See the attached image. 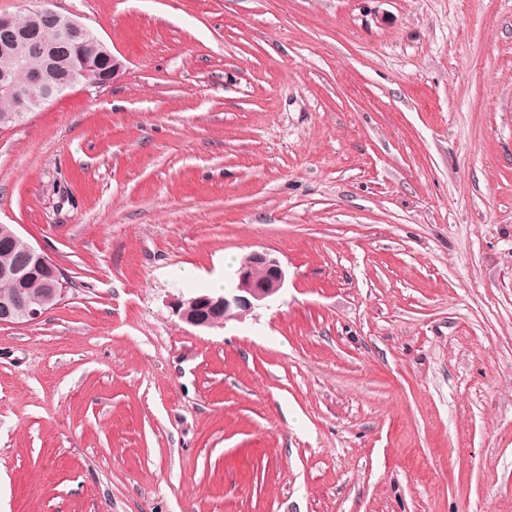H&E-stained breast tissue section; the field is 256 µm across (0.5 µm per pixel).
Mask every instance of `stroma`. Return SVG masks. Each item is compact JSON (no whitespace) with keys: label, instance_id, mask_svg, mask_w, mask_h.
I'll list each match as a JSON object with an SVG mask.
<instances>
[{"label":"stroma","instance_id":"stroma-1","mask_svg":"<svg viewBox=\"0 0 512 512\" xmlns=\"http://www.w3.org/2000/svg\"><path fill=\"white\" fill-rule=\"evenodd\" d=\"M49 6L123 70L0 130L68 280L0 327V512H512V0ZM286 274L280 261L266 252H252L239 269L235 279L224 287L220 279L211 281L210 287L224 293L199 294L174 299L173 306L179 318L197 328H223L230 320L251 311L267 298L278 293L285 285Z\"/></svg>","mask_w":512,"mask_h":512}]
</instances>
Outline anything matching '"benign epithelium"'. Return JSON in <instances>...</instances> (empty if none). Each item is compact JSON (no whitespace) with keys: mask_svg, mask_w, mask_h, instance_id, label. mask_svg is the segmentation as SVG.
Listing matches in <instances>:
<instances>
[{"mask_svg":"<svg viewBox=\"0 0 512 512\" xmlns=\"http://www.w3.org/2000/svg\"><path fill=\"white\" fill-rule=\"evenodd\" d=\"M50 22L57 31L56 42L67 48L73 44L93 46L97 59L103 63L102 69L94 70L87 57L70 63L64 78L56 80L44 69L32 72L29 84H17L11 70H0V90L12 98L15 112H31L51 101L57 93L78 84L106 87L114 82L122 70V62L112 54L107 45L83 23L50 11ZM16 18L13 15H0V56L20 60L30 53L42 54L45 49L20 39L16 33ZM47 274L42 297L37 304L27 301L20 294L9 300H0V326L33 323L43 317L46 307L58 305L65 293L64 274L44 252L32 244L26 245L25 260L13 267L0 269V277H9L21 283L36 271ZM286 274L280 261L267 252L249 254L239 269L235 279L224 287L218 295L199 294L174 299L173 306L179 318L197 328H222L230 320L251 311L267 298L278 293L285 285Z\"/></svg>","mask_w":512,"mask_h":512,"instance_id":"7a95c632","label":"benign epithelium"}]
</instances>
